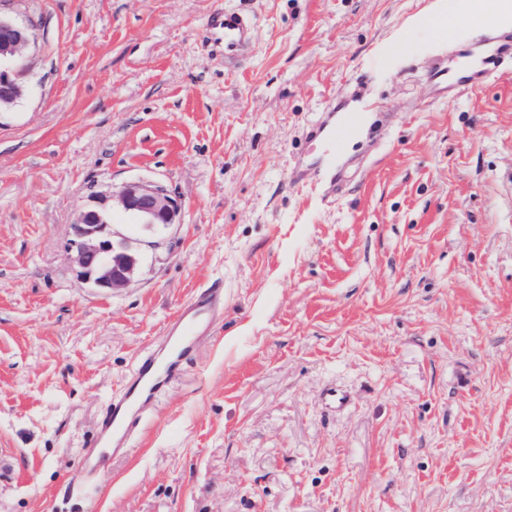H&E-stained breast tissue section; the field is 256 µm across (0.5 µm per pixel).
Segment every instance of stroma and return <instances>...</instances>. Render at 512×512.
<instances>
[{
    "instance_id": "1",
    "label": "stroma",
    "mask_w": 512,
    "mask_h": 512,
    "mask_svg": "<svg viewBox=\"0 0 512 512\" xmlns=\"http://www.w3.org/2000/svg\"><path fill=\"white\" fill-rule=\"evenodd\" d=\"M433 2L0 0L34 34L0 112V512H512V58L436 99L454 40L414 33ZM226 8L254 24L232 57ZM356 93L389 123L325 202L293 168ZM137 180L182 211L113 214L141 266L106 294L77 279L70 226ZM216 280L217 336L109 485L67 491L139 355Z\"/></svg>"
}]
</instances>
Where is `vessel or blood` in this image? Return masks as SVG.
<instances>
[{"label": "vessel or blood", "mask_w": 512, "mask_h": 512, "mask_svg": "<svg viewBox=\"0 0 512 512\" xmlns=\"http://www.w3.org/2000/svg\"><path fill=\"white\" fill-rule=\"evenodd\" d=\"M453 2L459 20L455 40L460 50L452 60H438L428 73L429 82L451 100L481 88L494 76L500 62L512 56V0H481L490 11L485 32L479 36L467 22L468 0ZM213 26L222 30L226 52L244 50L253 41L252 26L241 10L225 9ZM369 117L367 110L342 112L331 103L321 119L310 126L306 160L314 168L325 197L335 196L344 159ZM223 321V284L215 281L197 289L167 322L155 345L137 359L120 395L106 404L98 432L89 441V450L81 458L71 484L90 479L99 486L106 484L112 459L127 453L143 429L148 410L191 363L197 342L215 336Z\"/></svg>", "instance_id": "vessel-or-blood-1"}]
</instances>
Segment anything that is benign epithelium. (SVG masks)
Here are the masks:
<instances>
[{
	"instance_id": "benign-epithelium-1",
	"label": "benign epithelium",
	"mask_w": 512,
	"mask_h": 512,
	"mask_svg": "<svg viewBox=\"0 0 512 512\" xmlns=\"http://www.w3.org/2000/svg\"><path fill=\"white\" fill-rule=\"evenodd\" d=\"M33 43L31 29L0 15V101L14 102L25 94L15 80L16 68ZM181 201L166 186L155 182H129L108 195H94L71 224L67 251L80 280L109 294L128 288L139 266L138 254L110 231L112 212L120 210L148 227L177 223Z\"/></svg>"
}]
</instances>
